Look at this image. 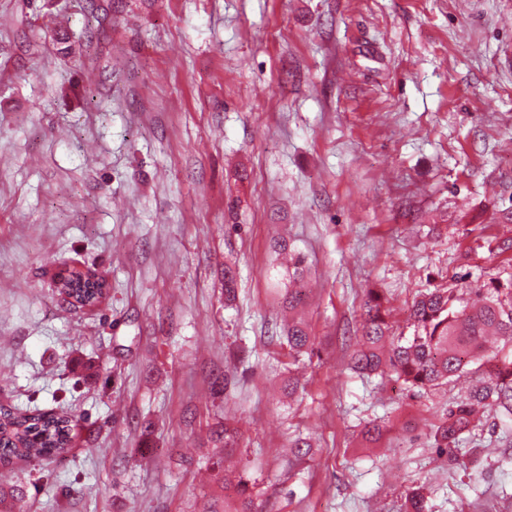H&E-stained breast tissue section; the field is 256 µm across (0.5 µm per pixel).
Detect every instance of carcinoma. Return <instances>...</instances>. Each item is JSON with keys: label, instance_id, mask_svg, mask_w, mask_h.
I'll list each match as a JSON object with an SVG mask.
<instances>
[{"label": "carcinoma", "instance_id": "carcinoma-1", "mask_svg": "<svg viewBox=\"0 0 512 512\" xmlns=\"http://www.w3.org/2000/svg\"><path fill=\"white\" fill-rule=\"evenodd\" d=\"M476 293L482 296L478 305L469 304L462 289L435 288L419 293L408 314L412 333L395 336L381 294L372 289L365 301L360 346L351 355L356 370L391 377L417 391L473 371L480 374L479 384L448 407L444 420L432 432L433 447L463 467L475 462L476 449H468L463 459L456 451L463 435L480 426L478 409H494L512 419V349L495 351L490 341L493 336H504L512 343V279L491 281ZM306 298V288H291L284 304L293 312L304 306ZM287 345L296 359L312 353L315 338L302 318L288 322ZM69 427L70 417L64 413L19 417L0 410V460L60 454L70 442ZM224 483L236 485V498L224 500V510L211 512H260L250 477L226 473ZM23 496L17 484L0 486L1 507L11 506ZM406 512H429L420 489L407 494Z\"/></svg>", "mask_w": 512, "mask_h": 512}]
</instances>
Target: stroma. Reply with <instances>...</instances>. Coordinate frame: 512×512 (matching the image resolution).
Here are the masks:
<instances>
[{"instance_id": "stroma-1", "label": "stroma", "mask_w": 512, "mask_h": 512, "mask_svg": "<svg viewBox=\"0 0 512 512\" xmlns=\"http://www.w3.org/2000/svg\"><path fill=\"white\" fill-rule=\"evenodd\" d=\"M510 207L512 0H0V407L73 415L63 454L5 468L26 512H202L228 461L263 512H404L418 486L512 512V421L486 414L468 469L432 446L472 376L349 368L369 289L402 327L418 291L512 277ZM287 345L290 354L297 360L299 357L310 355L315 345V338L311 336L304 320L294 317L288 322Z\"/></svg>"}]
</instances>
